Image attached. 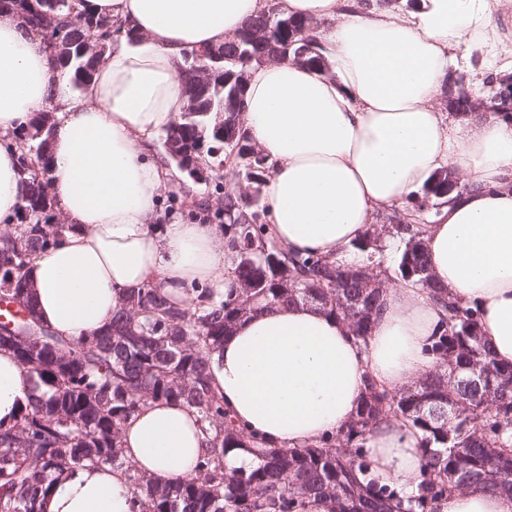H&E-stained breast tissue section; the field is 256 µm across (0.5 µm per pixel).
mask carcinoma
Wrapping results in <instances>:
<instances>
[{
	"label": "carcinoma",
	"mask_w": 512,
	"mask_h": 512,
	"mask_svg": "<svg viewBox=\"0 0 512 512\" xmlns=\"http://www.w3.org/2000/svg\"><path fill=\"white\" fill-rule=\"evenodd\" d=\"M78 0H0V8L21 12L29 27L56 37L54 65L80 89L91 81L116 30L112 21L76 9ZM315 29L312 21L288 16L275 6L252 19L239 34L215 48L184 54V71L192 74L200 55L221 59L211 88L185 84L186 105L165 131L163 143L185 159L197 155L201 134L207 176L224 204L214 213L222 221L224 243L237 254V296L194 287L190 306L182 308L155 283L127 292L105 333L75 343L54 337L56 347L29 360L0 333V347L13 350L36 377L42 396L21 408L14 424H0V512H39V500L55 473L64 469L110 467L125 472L142 512H303V498L325 500L327 512H431L438 498L461 490H492L512 495V366L499 365L482 342L476 312L448 297L432 274L422 225L425 208L448 197V171L432 178L422 195L408 203L406 222L374 224L356 249L365 260L344 266L314 253L290 252L269 229L260 187L272 165L242 131L244 75L271 60L296 61L303 48L298 31ZM97 34L100 55L83 51ZM314 52L301 64L328 70L316 39ZM226 111L224 128L215 129L216 112ZM53 124L37 114L15 134L22 203L14 232L0 233V303H18L7 317L15 329L24 310L35 314L29 272L38 253L48 249L69 224L51 223V179H38L32 168L49 170L46 151ZM254 190L243 194L224 186V171ZM396 239L402 251L393 268L384 265V240ZM410 280L448 313L431 352L434 369L414 385L386 390L367 382L366 395L346 428L314 446L283 449L238 428L224 409V397L209 374L210 355L224 335L253 306L310 303L348 324L352 336L366 342L374 327L381 296L391 281ZM478 367L483 379L471 382ZM184 400L199 415L208 448L194 475L174 482L147 479L120 451L123 422L148 400ZM410 420L423 433L422 475L406 494L369 473L362 459L368 435L381 419ZM247 449L257 460L250 469L228 472L224 456Z\"/></svg>",
	"instance_id": "obj_1"
}]
</instances>
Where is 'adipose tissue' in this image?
Instances as JSON below:
<instances>
[{
  "instance_id": "ef3b65f1",
  "label": "adipose tissue",
  "mask_w": 512,
  "mask_h": 512,
  "mask_svg": "<svg viewBox=\"0 0 512 512\" xmlns=\"http://www.w3.org/2000/svg\"><path fill=\"white\" fill-rule=\"evenodd\" d=\"M268 0H83L87 12L132 28L108 48L94 79L74 95L24 18L0 11V223L21 204L12 139L35 113L56 117L51 194L72 229L33 261L36 312L60 336L106 331L123 294L153 282L186 301L200 285L236 288L235 254L217 225L159 223L158 194L177 175L153 140L184 106V53L221 46ZM316 24L329 69L269 62L249 71L242 125L270 158L268 219L285 248L344 265L377 216L407 204L427 180L454 170L460 188L426 225L439 284L478 313L496 360L512 366V114L450 116L436 99L449 62L512 73L499 50L512 0H421L396 15L367 0H281ZM443 308L409 282L381 298L367 343L310 304L263 307L242 317L210 357L216 387L237 426L278 448L320 443L355 416L367 381L398 390L435 365L427 347ZM33 375L0 349V423L34 393ZM422 435L387 417L364 450L381 483L412 491ZM122 452L148 478L191 477L206 444L194 408L147 400L121 426ZM41 512H140L124 473L79 467L55 475ZM433 512H512V496L454 491Z\"/></svg>"
}]
</instances>
